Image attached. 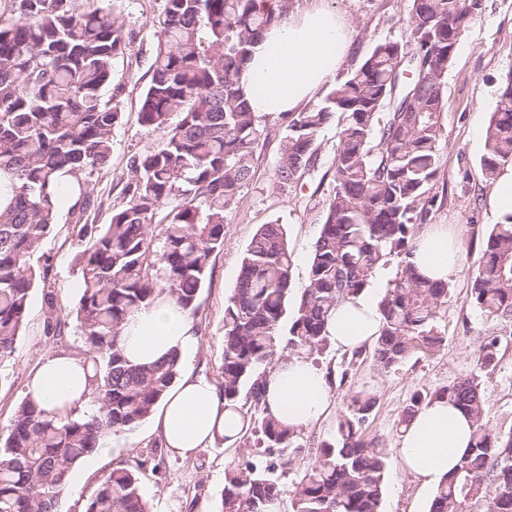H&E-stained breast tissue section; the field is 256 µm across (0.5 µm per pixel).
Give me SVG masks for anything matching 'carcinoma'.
<instances>
[{
    "label": "carcinoma",
    "mask_w": 512,
    "mask_h": 512,
    "mask_svg": "<svg viewBox=\"0 0 512 512\" xmlns=\"http://www.w3.org/2000/svg\"><path fill=\"white\" fill-rule=\"evenodd\" d=\"M101 2L0 0V363L14 356L36 281L46 288L44 335L57 337L67 325L48 285L50 266L31 265L55 224L66 176L86 242L76 254L81 294L71 319L92 371L90 410L82 414L48 412L27 398L19 404L0 438V512H54L73 467L108 435L149 418L174 385L179 356L131 363L123 325L163 296L196 318L211 256L224 245L225 213L249 184L267 131L239 72L262 32L292 7V0H278L276 9L257 0H165L139 120L166 136L131 158L129 199L109 223L93 224L87 178L109 166L120 116L101 89L127 48L121 13ZM482 9L483 0H410L407 43H376L320 101L288 114L276 187L284 191L315 168L321 132L339 117L336 187L301 292L281 225H261L245 250L224 308L218 387L224 410L241 421L240 440L254 449L224 461L216 512H271L286 492L291 512H382L388 455L384 440L366 433L376 397L348 389L335 436L313 444L269 412L265 384L279 360L323 351L336 306L370 287L391 262L379 335L344 360L339 385L366 362L388 372L445 347L440 321L454 277L431 280L407 257L447 201V187L435 191L445 179V75ZM484 137L480 170L491 187L512 164V69ZM479 243L466 302L491 327L478 337L473 369L415 392L396 425L402 429L426 403L445 398L472 419L469 452L436 486L429 512H512V428L489 424L482 395L483 378L512 335V215L486 227ZM304 454L312 462L293 467ZM143 466L113 468L85 512H150L140 491ZM280 467L295 471L287 491Z\"/></svg>",
    "instance_id": "obj_1"
}]
</instances>
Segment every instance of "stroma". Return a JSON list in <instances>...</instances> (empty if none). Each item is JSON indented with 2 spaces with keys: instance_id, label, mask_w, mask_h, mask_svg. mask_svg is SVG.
Returning a JSON list of instances; mask_svg holds the SVG:
<instances>
[{
  "instance_id": "stroma-1",
  "label": "stroma",
  "mask_w": 512,
  "mask_h": 512,
  "mask_svg": "<svg viewBox=\"0 0 512 512\" xmlns=\"http://www.w3.org/2000/svg\"><path fill=\"white\" fill-rule=\"evenodd\" d=\"M327 7L346 13L351 25L352 51L342 66L354 68L370 48L385 40L407 41L409 0H324ZM128 46L112 65V79L102 90L103 100L116 104L120 119L112 132V160L108 168L94 174L89 188L102 206L97 223H109L112 210L127 199L126 186L132 173V155L158 145L163 132L141 125L143 93L150 80L149 67L154 54L155 29L162 15L164 0H119ZM512 69V0H484L480 17L467 28L460 40L446 76L444 108L445 164L448 200L435 217L436 223L456 226L463 240L478 237L496 218L484 198L490 190L479 166L484 152L483 127L493 111L500 81ZM268 136L254 157V171L240 200L226 214L224 246L214 252L199 297L195 319L201 331L195 351L184 354L181 371H193L219 380L223 357L224 304L236 284L243 253L257 228L263 224L282 225L294 255L292 278L303 288L308 275L311 245L322 222L323 209L333 193L331 161L338 142L337 124H329L319 143L317 168L305 173L293 187L279 191L274 173L284 146V118L266 117ZM82 244L77 237L68 205L57 209L56 223L42 253L34 255V267H41L45 256H52L51 284L63 312L75 309L80 297V276L74 257ZM481 253L466 251L464 270L455 276V296L441 325L447 345L430 358L407 362L384 373L370 365L359 367L354 386L376 395L378 404L367 432L382 437L388 453L383 512H428L433 491L403 469L399 456L397 420L410 395L417 390L434 391L468 372L479 336L489 327L477 310L466 303L470 281L468 271L477 269ZM46 307L41 284H34L24 326L16 342L13 359L0 364V435L6 434L17 406L24 398L25 383L47 357L57 353L73 356L83 350L75 327L66 328L62 339L43 333ZM486 418L495 427L512 426V340L502 344L496 370L483 383ZM155 418H148L133 430L112 434L103 444L106 452L95 465L78 463L70 482L60 495L56 512H84L101 477L122 461H132L158 438ZM234 442H212L189 455L168 451L167 479L154 475L144 466L141 493L151 512H215L224 487V460L240 455Z\"/></svg>"
}]
</instances>
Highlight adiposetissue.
<instances>
[{"instance_id":"obj_1","label":"adipose tissue","mask_w":512,"mask_h":512,"mask_svg":"<svg viewBox=\"0 0 512 512\" xmlns=\"http://www.w3.org/2000/svg\"><path fill=\"white\" fill-rule=\"evenodd\" d=\"M348 25L337 10L313 5L283 16L254 45L239 82L257 115L297 111L334 78L350 52ZM461 240L442 224L424 229L411 257L431 279L454 275L462 261ZM378 301L371 292L340 304L329 323L336 346L354 350L371 343L380 329ZM193 321L172 300L162 299L135 313L123 330L122 346L135 363H152L170 353L197 348ZM89 367L68 355L46 357L31 374L25 394L46 411L82 407L90 390ZM331 402L326 372L311 360L292 356L279 361L267 378L266 404L273 415L296 428L324 419ZM167 447L187 454L207 445L215 434L235 435L238 423L225 417L215 385L184 373L167 392L157 417ZM471 423L447 400L425 405L399 440L407 470L425 484H438L467 453Z\"/></svg>"}]
</instances>
